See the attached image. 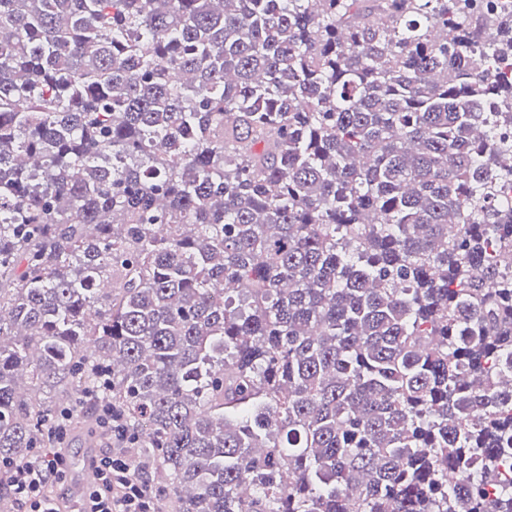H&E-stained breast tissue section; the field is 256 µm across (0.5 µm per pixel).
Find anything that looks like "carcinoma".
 <instances>
[{"mask_svg": "<svg viewBox=\"0 0 512 512\" xmlns=\"http://www.w3.org/2000/svg\"><path fill=\"white\" fill-rule=\"evenodd\" d=\"M512 4L0 0V459L95 390L178 512H512Z\"/></svg>", "mask_w": 512, "mask_h": 512, "instance_id": "1", "label": "carcinoma"}]
</instances>
